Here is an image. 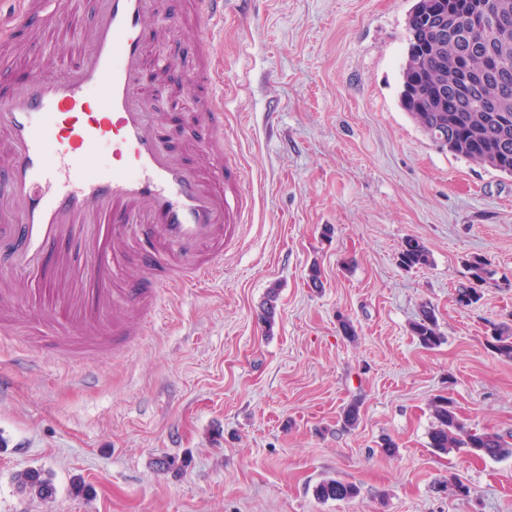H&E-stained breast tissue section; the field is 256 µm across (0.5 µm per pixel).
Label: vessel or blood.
<instances>
[{
  "instance_id": "b4317fda",
  "label": "vessel or blood",
  "mask_w": 512,
  "mask_h": 512,
  "mask_svg": "<svg viewBox=\"0 0 512 512\" xmlns=\"http://www.w3.org/2000/svg\"><path fill=\"white\" fill-rule=\"evenodd\" d=\"M234 0H196L194 21L211 28ZM0 35L18 23L61 27L74 0H20ZM155 0H99L82 61L57 77H36L0 92V136L8 151L0 162V200L16 221L0 224V305L26 299L32 282L48 298L45 327L81 348L112 347L132 338L112 319L120 308L152 319L159 295L212 277L225 245L238 242L246 192L224 143V99L213 87L215 45L208 33L196 50L205 63L192 85H205L201 119L215 134L213 165L220 181L165 149L146 74L161 75L162 57H150L147 18ZM112 146L111 165L91 152ZM59 239L52 273L46 246ZM118 242L135 246L142 271L118 280L125 260Z\"/></svg>"
}]
</instances>
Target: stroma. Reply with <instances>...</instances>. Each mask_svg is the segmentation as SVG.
<instances>
[{
  "label": "stroma",
  "instance_id": "35a3bbf8",
  "mask_svg": "<svg viewBox=\"0 0 512 512\" xmlns=\"http://www.w3.org/2000/svg\"><path fill=\"white\" fill-rule=\"evenodd\" d=\"M415 2L243 0L225 15L215 76L248 193L243 236L221 276L164 292L135 341L90 364L42 333L46 299L16 304L20 329L0 334V512H512V455L428 446L437 395L467 429L512 434V361L485 341L512 326V175L438 146L402 108ZM97 9L79 0L73 27L34 39L17 29L0 82L72 66ZM168 11L156 0L150 21L151 51L170 61L156 109L167 147L202 169L210 132L186 88L202 32L170 30ZM409 237L428 265L400 266ZM475 256L492 278L465 308ZM425 304L443 336L432 349L409 331ZM356 398L360 421L342 430ZM173 457L181 467L162 469ZM31 468L53 497L18 489ZM453 476L469 497L443 493ZM327 478L360 493L319 500Z\"/></svg>",
  "mask_w": 512,
  "mask_h": 512
}]
</instances>
